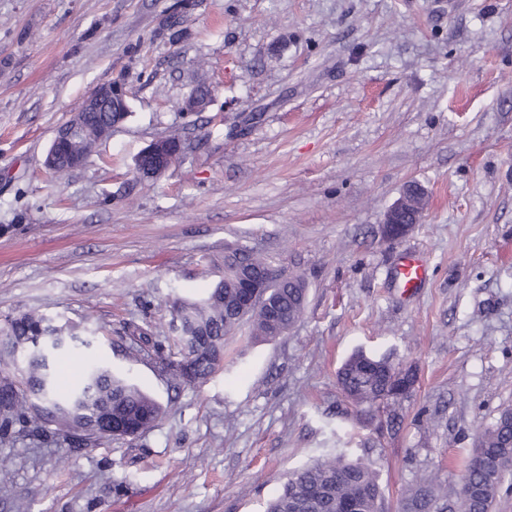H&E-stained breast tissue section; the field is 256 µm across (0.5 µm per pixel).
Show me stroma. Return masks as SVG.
<instances>
[{
    "label": "stroma",
    "mask_w": 512,
    "mask_h": 512,
    "mask_svg": "<svg viewBox=\"0 0 512 512\" xmlns=\"http://www.w3.org/2000/svg\"><path fill=\"white\" fill-rule=\"evenodd\" d=\"M175 4L0 0V325L40 310L96 329L164 407L130 442L0 445V512H265L335 446L372 466L383 512L423 481L448 512L512 406V0H200L171 43ZM117 78L129 117L55 181L56 130ZM198 85L213 96L183 115ZM168 136L178 161L139 177ZM410 182L423 220L385 241ZM229 243L305 279L298 322L267 341L241 324L202 384L129 359L130 323L176 353L172 303L210 287ZM408 253L427 264L413 292ZM359 349L416 376L363 418L337 384ZM426 263L418 255H407L403 257L399 268V278L402 288L405 290L418 288L425 278Z\"/></svg>",
    "instance_id": "stroma-1"
}]
</instances>
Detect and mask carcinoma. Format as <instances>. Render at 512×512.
I'll list each match as a JSON object with an SVG mask.
<instances>
[{
    "instance_id": "obj_1",
    "label": "carcinoma",
    "mask_w": 512,
    "mask_h": 512,
    "mask_svg": "<svg viewBox=\"0 0 512 512\" xmlns=\"http://www.w3.org/2000/svg\"><path fill=\"white\" fill-rule=\"evenodd\" d=\"M123 119L118 112L84 113L82 136L56 147L60 166L55 175L63 178L71 172L72 157L89 158L96 144L112 132L113 124ZM269 262L260 254L241 247L224 249V275L217 276L208 291L199 298H178L173 304L172 326L178 336L181 359L191 363L188 378L174 361L159 352L152 326L131 324L127 335L130 353L142 356L151 351L179 383L205 382L224 361V337L242 321L251 322L255 335L275 337L279 329H290L301 317L306 286L292 276L288 283L273 290L276 311L264 306L240 311V277L258 275ZM86 331L75 324L60 325L39 310L13 316L0 328V357L9 346L28 349L25 374L13 380L6 366H0V443H14L24 437L64 441L76 433L73 442L97 446L112 439V428L131 427L147 431L163 413L161 403L127 377L114 373L96 359L85 362L77 383L62 390L57 381L56 361L60 354L77 346L88 348ZM345 397L364 415L380 403L398 396V388L409 389L415 382L410 371L400 373L385 357L357 351L337 372ZM79 395L82 412L75 418L61 412L59 406ZM512 472V407L501 410L496 422L481 433L466 465L461 482L465 488L457 499L455 512H495L497 498L506 474ZM439 487L428 483L407 490L408 507L424 512L436 497ZM381 491L370 465L347 459L343 448H336L314 463L291 473L282 492L267 505L266 512H378Z\"/></svg>"
}]
</instances>
